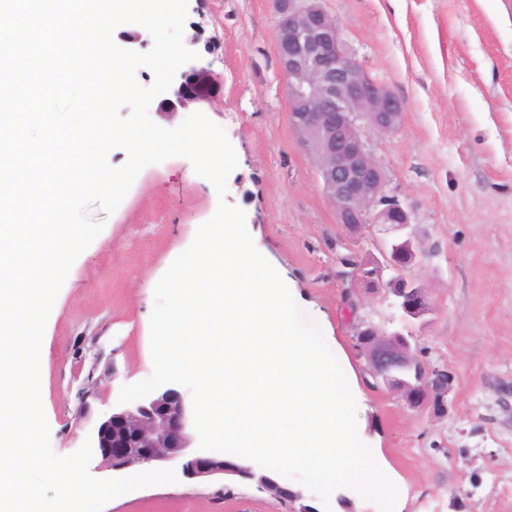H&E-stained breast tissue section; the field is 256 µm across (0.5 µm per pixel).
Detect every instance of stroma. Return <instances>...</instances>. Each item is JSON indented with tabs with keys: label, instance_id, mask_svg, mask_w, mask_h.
<instances>
[{
	"label": "stroma",
	"instance_id": "35a3bbf8",
	"mask_svg": "<svg viewBox=\"0 0 512 512\" xmlns=\"http://www.w3.org/2000/svg\"><path fill=\"white\" fill-rule=\"evenodd\" d=\"M347 50L404 104L399 126L367 132L386 191L411 213L428 257L411 274L432 311L414 322L417 356L454 376L446 417L413 411L374 383L356 346L359 321L393 314L384 290L339 275L340 257L376 252L377 225L351 237L336 222L314 157L288 119L272 0H189L201 27L200 102L238 166L226 200L246 213L276 268L350 377L359 437L399 489L401 512H512V0H322ZM213 52H206V45ZM191 163L145 167L76 259L48 318L41 394L55 453L76 451L120 388L152 373L150 315L160 277L215 212ZM246 482L187 478L139 488L103 512H294Z\"/></svg>",
	"mask_w": 512,
	"mask_h": 512
}]
</instances>
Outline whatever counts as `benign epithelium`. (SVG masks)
I'll use <instances>...</instances> for the list:
<instances>
[{"mask_svg": "<svg viewBox=\"0 0 512 512\" xmlns=\"http://www.w3.org/2000/svg\"><path fill=\"white\" fill-rule=\"evenodd\" d=\"M273 2L279 15L278 62L289 80V122L317 161L323 190L336 209V223L351 233L367 224L387 225L396 231L408 228L410 210L386 193L385 171L372 157L363 134L365 126L379 133L393 130L404 111L403 102L360 67L320 0ZM198 74L191 68L176 76L159 111L178 112L197 102L193 86ZM384 244L382 259H356L350 266L351 275L363 287L388 289L396 309L384 325H360L357 335L371 337L363 355L371 374L409 407L430 408L444 415L454 381L448 370L424 372L418 386L408 382L419 363L408 324L429 314L432 307L426 289L404 272L420 265L425 251L411 235ZM189 427L183 397L170 388L99 420L94 444L102 463L114 471L178 463L184 476L197 483L230 476L255 484L278 502L295 503L303 498L274 473H258L240 457L191 451Z\"/></svg>", "mask_w": 512, "mask_h": 512, "instance_id": "benign-epithelium-1", "label": "benign epithelium"}]
</instances>
